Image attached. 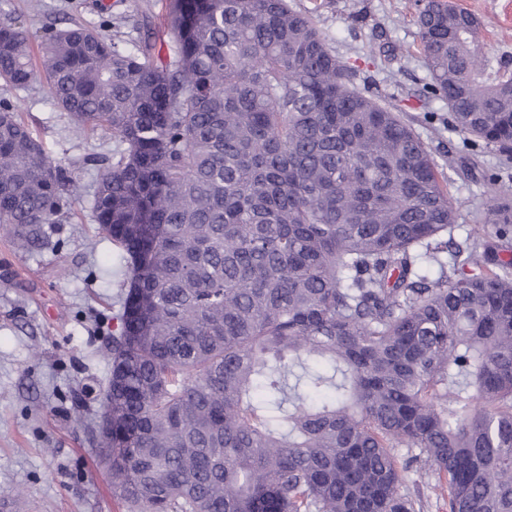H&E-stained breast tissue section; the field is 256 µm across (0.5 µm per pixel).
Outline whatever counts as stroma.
I'll list each match as a JSON object with an SVG mask.
<instances>
[{"label":"stroma","instance_id":"1","mask_svg":"<svg viewBox=\"0 0 512 512\" xmlns=\"http://www.w3.org/2000/svg\"><path fill=\"white\" fill-rule=\"evenodd\" d=\"M318 1L315 23L338 59L355 68V86L396 103L431 149L459 204L455 241L489 236L486 179L512 176V160L449 127L447 104L429 92L414 0ZM449 2L479 19L485 52L512 58V0ZM8 3L34 40L46 24L88 20L109 37L146 13L158 45L170 39L164 0ZM3 98L45 150L63 159L82 193L40 252L18 246L0 224V512H124L97 450L123 277L111 274L112 246L88 215L96 171L85 162L111 149L112 134L76 132L42 79L20 93L0 85Z\"/></svg>","mask_w":512,"mask_h":512}]
</instances>
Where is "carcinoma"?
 <instances>
[{
	"label": "carcinoma",
	"instance_id": "obj_1",
	"mask_svg": "<svg viewBox=\"0 0 512 512\" xmlns=\"http://www.w3.org/2000/svg\"><path fill=\"white\" fill-rule=\"evenodd\" d=\"M431 93L512 152V63L480 22L415 0ZM145 24L42 29L41 70L0 9V82L43 76L112 132L89 209L127 273L112 318V495L128 512H415L397 451L448 512H512V259L445 235L459 207L431 149L358 90L319 4L167 0ZM509 185L488 176L494 237ZM80 193L0 100V224L39 249ZM436 267L428 280L417 263Z\"/></svg>",
	"mask_w": 512,
	"mask_h": 512
}]
</instances>
